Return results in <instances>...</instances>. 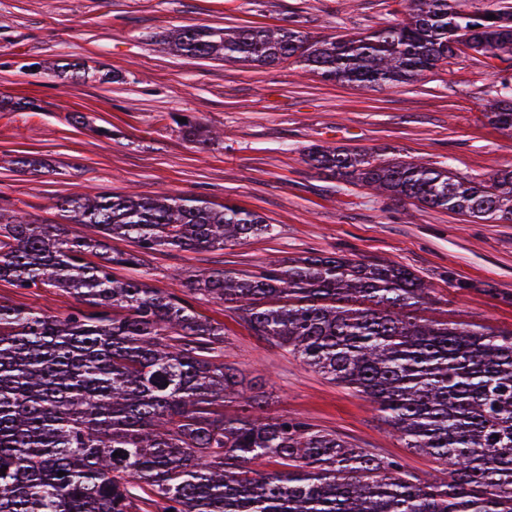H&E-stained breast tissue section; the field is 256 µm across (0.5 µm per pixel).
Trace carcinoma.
<instances>
[{
    "instance_id": "carcinoma-1",
    "label": "carcinoma",
    "mask_w": 512,
    "mask_h": 512,
    "mask_svg": "<svg viewBox=\"0 0 512 512\" xmlns=\"http://www.w3.org/2000/svg\"><path fill=\"white\" fill-rule=\"evenodd\" d=\"M169 44L263 66L294 58L326 81L375 88L414 82L464 51L511 58L512 6L410 0L405 20L348 39L193 25ZM486 117L512 133L511 83L495 85ZM308 161L422 206L512 220L511 169L475 181L336 147ZM59 206L70 223L144 253L222 248L272 230L255 212L186 195ZM138 264L101 240L0 212V280L88 305L56 317L0 303V512H512V332L419 320L411 312L427 286L413 272L333 254L258 274L214 270L188 285L369 398L405 447L447 466L448 480H422L297 419L220 413L226 399L255 402L220 359L223 327L176 294L113 274ZM266 459L281 469L253 468Z\"/></svg>"
}]
</instances>
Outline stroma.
Instances as JSON below:
<instances>
[{
    "label": "stroma",
    "instance_id": "stroma-1",
    "mask_svg": "<svg viewBox=\"0 0 512 512\" xmlns=\"http://www.w3.org/2000/svg\"><path fill=\"white\" fill-rule=\"evenodd\" d=\"M407 13V0H0V100L26 103L0 112V210L59 224L65 197L166 191L230 202L273 224L272 234L221 250L157 252L118 276L189 297L187 282L208 269L254 274L314 254L394 262L430 290L419 316L512 331V223L379 195L305 160L324 146L476 181L512 168V134L484 114L493 85L512 81V60L461 53L416 82L362 88L323 80L292 59L253 66L182 56L166 44L189 25L351 38ZM56 63L94 74L74 84L49 73ZM102 71L114 81L99 80ZM183 115L200 128L196 141L177 125ZM25 154L46 169L18 168ZM189 299L223 327L225 363L261 384L271 413L336 432L419 478L439 476V463L406 448L368 398L255 336L223 302ZM0 302L62 317L77 305L55 288L1 280Z\"/></svg>",
    "mask_w": 512,
    "mask_h": 512
}]
</instances>
